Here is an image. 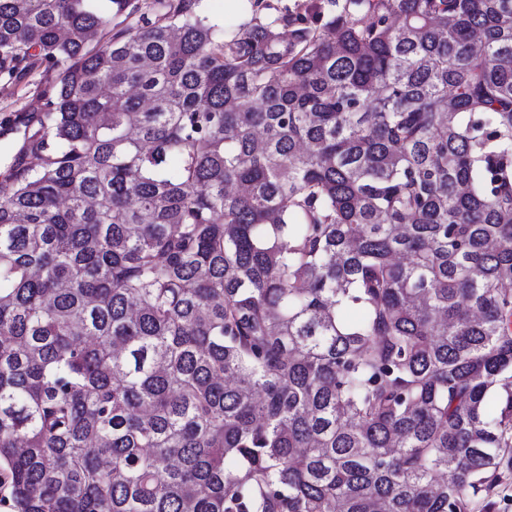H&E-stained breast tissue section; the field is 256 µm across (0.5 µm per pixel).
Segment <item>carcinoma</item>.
<instances>
[{
  "instance_id": "carcinoma-1",
  "label": "carcinoma",
  "mask_w": 512,
  "mask_h": 512,
  "mask_svg": "<svg viewBox=\"0 0 512 512\" xmlns=\"http://www.w3.org/2000/svg\"><path fill=\"white\" fill-rule=\"evenodd\" d=\"M0 0V512H472L512 466V0ZM496 410L490 411V398ZM241 2V0H231L230 2ZM230 2L226 0H198L197 11L218 20L231 21L239 23L245 20V10H238L230 7ZM244 2H241V4ZM58 76V70L43 66L17 78L0 74V186L22 144V120L39 112L43 103L42 85Z\"/></svg>"
}]
</instances>
